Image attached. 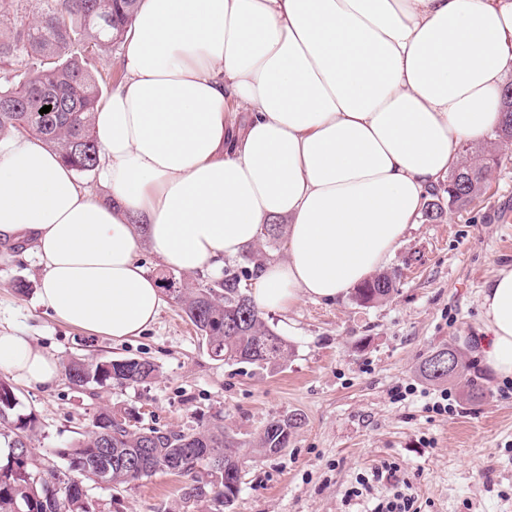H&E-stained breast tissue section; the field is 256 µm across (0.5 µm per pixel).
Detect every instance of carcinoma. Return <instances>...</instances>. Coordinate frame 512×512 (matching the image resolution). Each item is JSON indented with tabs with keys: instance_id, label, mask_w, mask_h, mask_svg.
<instances>
[{
	"instance_id": "1",
	"label": "carcinoma",
	"mask_w": 512,
	"mask_h": 512,
	"mask_svg": "<svg viewBox=\"0 0 512 512\" xmlns=\"http://www.w3.org/2000/svg\"><path fill=\"white\" fill-rule=\"evenodd\" d=\"M138 0H45L32 19H18L23 0H0V17L13 25L0 32V64L25 61L0 77V135L17 132L39 139L64 162L84 176L95 172L101 147L94 135L95 108L102 99L100 84L112 82V73L95 75L100 52L126 37ZM48 113H39L44 106ZM503 121L495 136L512 135V84L504 87ZM468 145L461 146V164L448 177V206H464L479 195L497 165L492 150L471 158ZM245 272L224 267V280L213 286H194L182 278L164 276L160 285L174 291V298L196 327L210 355L216 360L247 363L278 369L288 360L291 346L262 318L246 289ZM393 290V279L378 274L355 291L361 304L384 299ZM466 369L457 358L453 373H435L429 362L421 375L429 382L447 381ZM65 373L77 387L143 384L154 378L157 366L138 358L107 359L97 363L72 360ZM12 385L0 381V444L7 448L0 459V512H93L84 479L96 475L103 452L134 455L139 469L111 468L110 484L123 485L159 470L179 465L178 475L190 478L184 497L207 503L209 512L230 508L232 487L224 483V469L244 464L243 443L224 431V417L215 415L201 430L192 433L160 427L141 428L128 409H104L95 417L94 430L71 447L58 452L66 461L62 469L45 467L34 452L39 420L30 412H16ZM121 413L123 423L114 422ZM303 424L296 413L269 421L251 442L257 455L276 453L288 446L287 437Z\"/></svg>"
}]
</instances>
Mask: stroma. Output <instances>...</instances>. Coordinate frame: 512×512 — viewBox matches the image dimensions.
I'll list each match as a JSON object with an SVG mask.
<instances>
[{
	"label": "stroma",
	"mask_w": 512,
	"mask_h": 512,
	"mask_svg": "<svg viewBox=\"0 0 512 512\" xmlns=\"http://www.w3.org/2000/svg\"><path fill=\"white\" fill-rule=\"evenodd\" d=\"M470 205L449 206L443 187L430 196L442 214L418 218L383 270L394 279L386 299L363 305L348 295L334 302H297L267 311L266 323L291 346L287 363L270 371L213 359L175 299L142 335L124 341L56 322L38 297L40 268L31 247L0 243V324L31 336L61 361L145 358L158 367L141 385L87 391L60 377L50 388L16 384L17 410L35 413L38 455L54 460L92 429L105 408L135 409L140 426L183 432L220 413L240 441L267 422L294 413L304 422L287 448L248 461L231 512H371L396 482L373 481L395 466L416 498L417 512H512V381L486 371L474 346L483 331L481 291L512 266V148ZM25 282L29 290L18 293ZM452 344L467 368L431 383L420 365ZM487 394L462 397L470 382ZM448 392L453 413L431 410ZM369 478L361 489V478ZM185 478L166 471L112 486L87 481L96 512H205L186 500Z\"/></svg>",
	"instance_id": "stroma-1"
}]
</instances>
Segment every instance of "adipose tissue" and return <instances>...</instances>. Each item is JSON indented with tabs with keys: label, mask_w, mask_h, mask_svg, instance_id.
<instances>
[{
	"label": "adipose tissue",
	"mask_w": 512,
	"mask_h": 512,
	"mask_svg": "<svg viewBox=\"0 0 512 512\" xmlns=\"http://www.w3.org/2000/svg\"><path fill=\"white\" fill-rule=\"evenodd\" d=\"M122 63L94 126L111 203L38 139L0 137V242H32L55 320L115 341L166 305L145 243L218 278L287 218L285 259L252 271L271 311L335 301L382 266L461 145L501 121L512 0H140ZM480 308V362L512 379V268ZM0 370L61 375L10 327Z\"/></svg>",
	"instance_id": "adipose-tissue-1"
}]
</instances>
